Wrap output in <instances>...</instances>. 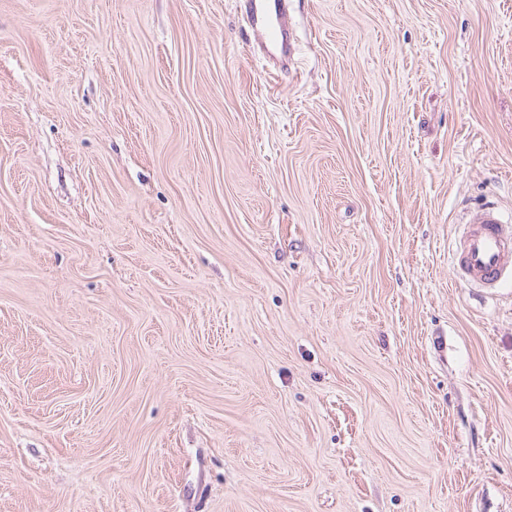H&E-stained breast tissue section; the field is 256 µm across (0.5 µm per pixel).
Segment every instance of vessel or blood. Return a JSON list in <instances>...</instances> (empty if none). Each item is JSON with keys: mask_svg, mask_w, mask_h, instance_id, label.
I'll return each mask as SVG.
<instances>
[{"mask_svg": "<svg viewBox=\"0 0 512 512\" xmlns=\"http://www.w3.org/2000/svg\"><path fill=\"white\" fill-rule=\"evenodd\" d=\"M246 18L261 37L266 57L283 63L294 54L295 39L284 19L283 0H246ZM455 272L462 280L486 285L512 278V226L497 206L487 204L471 212Z\"/></svg>", "mask_w": 512, "mask_h": 512, "instance_id": "vessel-or-blood-1", "label": "vessel or blood"}]
</instances>
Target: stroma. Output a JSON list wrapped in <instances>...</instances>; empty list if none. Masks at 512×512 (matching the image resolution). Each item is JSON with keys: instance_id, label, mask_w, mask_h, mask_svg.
Wrapping results in <instances>:
<instances>
[{"instance_id": "obj_1", "label": "stroma", "mask_w": 512, "mask_h": 512, "mask_svg": "<svg viewBox=\"0 0 512 512\" xmlns=\"http://www.w3.org/2000/svg\"><path fill=\"white\" fill-rule=\"evenodd\" d=\"M0 0V512H512V0ZM284 4L282 0H246L247 22L261 37L265 56L281 63L296 50L293 33L284 19ZM467 224L458 248L457 276L486 285L512 278V226L500 209L485 204L471 212Z\"/></svg>"}]
</instances>
